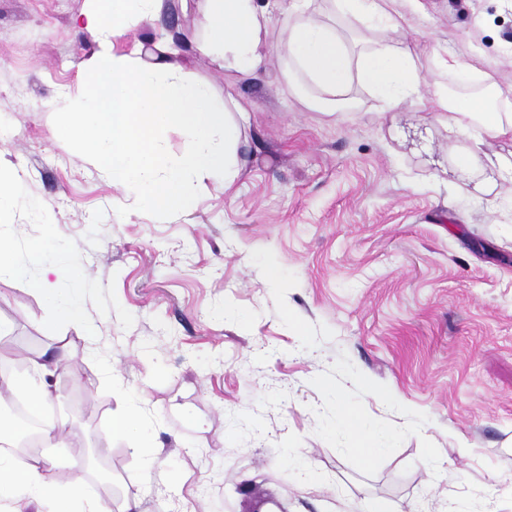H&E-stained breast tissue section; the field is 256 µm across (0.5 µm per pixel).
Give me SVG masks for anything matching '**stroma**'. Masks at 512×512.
<instances>
[{
	"label": "stroma",
	"mask_w": 512,
	"mask_h": 512,
	"mask_svg": "<svg viewBox=\"0 0 512 512\" xmlns=\"http://www.w3.org/2000/svg\"><path fill=\"white\" fill-rule=\"evenodd\" d=\"M91 0H0V178L19 255L48 240L88 280L87 339L28 283L0 280L8 359L64 352L68 483L113 512H512V175L406 102L304 111L270 60L227 74L181 63L250 110L243 171L160 212L58 134L81 94ZM392 40L426 79L451 56L512 102V0H393ZM279 263L277 282L267 267ZM142 431L108 436L128 401ZM378 448L363 461L339 403Z\"/></svg>",
	"instance_id": "stroma-1"
}]
</instances>
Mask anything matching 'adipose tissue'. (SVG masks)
Returning a JSON list of instances; mask_svg holds the SVG:
<instances>
[{
    "label": "adipose tissue",
    "mask_w": 512,
    "mask_h": 512,
    "mask_svg": "<svg viewBox=\"0 0 512 512\" xmlns=\"http://www.w3.org/2000/svg\"><path fill=\"white\" fill-rule=\"evenodd\" d=\"M331 14L393 25L390 0H328ZM175 0H92L74 18L75 27L91 32L96 48L85 62L92 79L80 100L65 106L61 137L80 142L112 184L136 193L142 206L157 210L189 208L197 185L211 179L232 189L241 169L237 150L249 125L248 109L238 100L216 105L210 87L184 78L179 33L161 29L160 42L143 56L120 45L132 17L160 21ZM196 50L224 72L250 75L270 53L285 61L284 76L304 111L333 118L357 109L350 91L360 85L372 91L386 110L427 96L428 109L449 133L467 135L481 127L491 139H512V113L501 111L491 74H482L485 94L458 100L440 82H426L418 54L402 42H369L353 38L334 23L321 21L313 0H202ZM279 39H272V32ZM180 130L187 138L182 154L167 153L163 134ZM45 243L29 248L17 261L10 235L0 231V279L30 280L58 319L86 329L84 277L77 261L63 263L56 282L31 280L33 267L51 262ZM58 354L40 353L24 374L0 378V390L20 394L31 412L52 398L45 368ZM14 428L0 423V503L19 512L22 500L46 502L47 512H112L111 506L86 498L63 482L65 461L39 457L18 467L4 448Z\"/></svg>",
    "instance_id": "1"
}]
</instances>
